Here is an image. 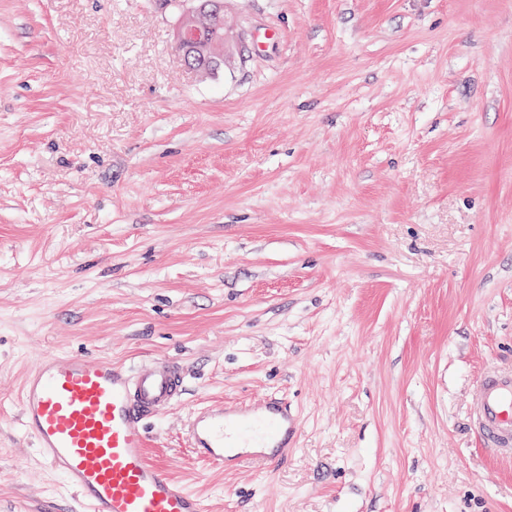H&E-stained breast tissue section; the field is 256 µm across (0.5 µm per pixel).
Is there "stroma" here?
Returning a JSON list of instances; mask_svg holds the SVG:
<instances>
[{"mask_svg":"<svg viewBox=\"0 0 512 512\" xmlns=\"http://www.w3.org/2000/svg\"><path fill=\"white\" fill-rule=\"evenodd\" d=\"M0 0V512L76 494L20 428L43 356L182 365L150 458L205 512H512L472 436L512 363V0ZM272 396L286 462L220 473L193 409ZM190 2H193V5L183 8L179 16L174 34V46L188 69L202 76H214L224 69V38L209 44L207 62H201L197 47L200 34L206 27L204 20L209 13H206L204 6L197 1Z\"/></svg>","mask_w":512,"mask_h":512,"instance_id":"1","label":"stroma"}]
</instances>
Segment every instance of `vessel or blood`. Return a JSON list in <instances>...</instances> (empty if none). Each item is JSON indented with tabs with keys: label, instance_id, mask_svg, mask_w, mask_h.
Here are the masks:
<instances>
[{
	"label": "vessel or blood",
	"instance_id": "1",
	"mask_svg": "<svg viewBox=\"0 0 512 512\" xmlns=\"http://www.w3.org/2000/svg\"><path fill=\"white\" fill-rule=\"evenodd\" d=\"M179 364L153 358L116 365L82 353L41 358L19 398L24 434L78 495L83 512H203L201 498L147 455L145 425L180 401ZM470 427L499 458L512 460V366L481 374ZM301 423L279 399L249 408L196 407L186 427L193 453L211 468L254 459L273 466Z\"/></svg>",
	"mask_w": 512,
	"mask_h": 512
}]
</instances>
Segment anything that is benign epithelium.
<instances>
[{
  "mask_svg": "<svg viewBox=\"0 0 512 512\" xmlns=\"http://www.w3.org/2000/svg\"><path fill=\"white\" fill-rule=\"evenodd\" d=\"M207 18L204 6L193 3L182 9L174 34V46L186 67L202 76H214L224 69V40H216L207 47V62L200 61L197 54L198 42Z\"/></svg>",
  "mask_w": 512,
  "mask_h": 512,
  "instance_id": "7a95c632",
  "label": "benign epithelium"
}]
</instances>
